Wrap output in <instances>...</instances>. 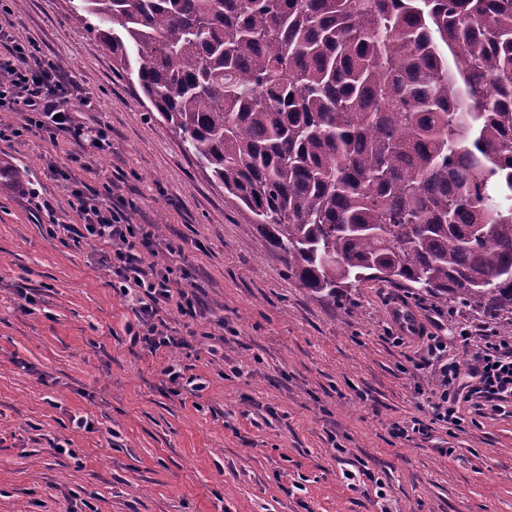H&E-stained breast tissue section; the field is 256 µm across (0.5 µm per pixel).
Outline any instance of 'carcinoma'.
Here are the masks:
<instances>
[{"label":"carcinoma","mask_w":512,"mask_h":512,"mask_svg":"<svg viewBox=\"0 0 512 512\" xmlns=\"http://www.w3.org/2000/svg\"><path fill=\"white\" fill-rule=\"evenodd\" d=\"M74 9L312 296L512 314V0Z\"/></svg>","instance_id":"obj_1"}]
</instances>
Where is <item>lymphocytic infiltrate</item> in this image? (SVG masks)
Wrapping results in <instances>:
<instances>
[{"mask_svg":"<svg viewBox=\"0 0 512 512\" xmlns=\"http://www.w3.org/2000/svg\"><path fill=\"white\" fill-rule=\"evenodd\" d=\"M0 71L8 78L0 83V111L24 113L23 128L0 124V139L20 137L23 132H44L50 138L64 137L77 145L91 144L96 152L108 151L111 142L106 129L89 126L77 119L91 107L89 97L73 94L56 65L40 57L34 43L19 42L0 32ZM76 211L82 221V236L105 244L101 264L112 277V286L128 297L137 319L131 341L149 352L182 349L188 342L174 334L165 315L196 318L195 295L186 291L173 271L160 260L155 248L158 231L152 224L130 223L126 213L93 202L82 191H75ZM443 337L428 336L426 355L418 368H430L438 386V402L433 411L436 421L462 427L465 419L449 401L462 395L477 408L505 413L512 407V336L488 335L475 353L469 368L445 354Z\"/></svg>","mask_w":512,"mask_h":512,"instance_id":"1","label":"lymphocytic infiltrate"}]
</instances>
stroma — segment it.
Instances as JSON below:
<instances>
[{
    "mask_svg": "<svg viewBox=\"0 0 512 512\" xmlns=\"http://www.w3.org/2000/svg\"><path fill=\"white\" fill-rule=\"evenodd\" d=\"M0 29L65 61L91 96L83 121L112 143L80 163L64 138L0 141V512H512V416L463 401L467 426L451 432L432 421L434 378L413 368L428 334L469 365L477 345L459 322L502 336V319L380 280L333 303L310 295L71 0H0ZM75 182L132 223L164 220L159 243L176 250L162 258L202 308L168 319L189 349L131 344L137 320L101 244L67 230ZM396 303L421 329L398 343L386 334ZM170 365L202 390L172 394ZM80 416L93 432L75 428ZM413 419L422 432L393 434Z\"/></svg>",
    "mask_w": 512,
    "mask_h": 512,
    "instance_id": "1",
    "label": "stroma"
}]
</instances>
